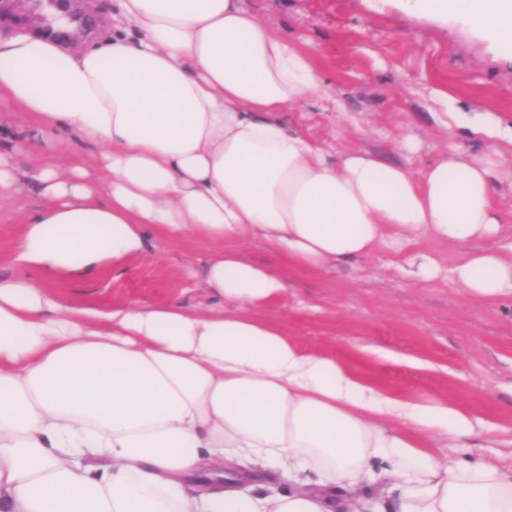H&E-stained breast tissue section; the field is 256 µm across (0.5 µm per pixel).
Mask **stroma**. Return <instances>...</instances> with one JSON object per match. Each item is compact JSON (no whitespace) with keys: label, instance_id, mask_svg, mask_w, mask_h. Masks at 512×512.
I'll return each mask as SVG.
<instances>
[{"label":"stroma","instance_id":"obj_1","mask_svg":"<svg viewBox=\"0 0 512 512\" xmlns=\"http://www.w3.org/2000/svg\"><path fill=\"white\" fill-rule=\"evenodd\" d=\"M260 19L310 52L330 97L283 113L286 129L309 133L345 151L364 148L419 168L442 149L495 163L503 216L502 247L512 246V64L474 25L407 16L397 0H244ZM0 127L21 134L12 154L29 166L35 151L59 168L93 163L100 148L73 133L47 140L27 135V121L0 109ZM413 151L401 149V142ZM36 185L0 190V276L16 274L12 246L22 216L40 206ZM210 244L193 237L161 240L153 254L82 279L40 273L54 296L109 307L127 302L207 306L201 282ZM241 257L284 280L287 291L260 318L277 324L305 352L334 359L369 385L424 403L448 402L481 422L468 447L429 440L435 454L512 462V299L481 301L446 277L413 281L393 270L394 253L306 270L253 240Z\"/></svg>","mask_w":512,"mask_h":512}]
</instances>
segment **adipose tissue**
Wrapping results in <instances>:
<instances>
[{"label": "adipose tissue", "instance_id": "adipose-tissue-1", "mask_svg": "<svg viewBox=\"0 0 512 512\" xmlns=\"http://www.w3.org/2000/svg\"><path fill=\"white\" fill-rule=\"evenodd\" d=\"M453 15L512 49V0H402ZM112 29L82 50L38 21L0 29V101L47 136L99 145L95 170L46 159L32 180L14 265L72 275L185 235L212 250L215 304L71 305L0 276V512H512V465L441 460L472 419L366 384L303 351L257 310L285 283L241 258L261 239L320 270L388 250L403 276L449 272L467 295L512 296V251L491 162L462 154L412 170L367 149L336 152L281 113L327 95L310 53L242 0H111ZM460 248L450 268L419 240ZM481 250H470L472 242ZM274 472L293 490L260 489ZM226 488L198 491L200 478ZM386 480L389 506L366 497Z\"/></svg>", "mask_w": 512, "mask_h": 512}]
</instances>
